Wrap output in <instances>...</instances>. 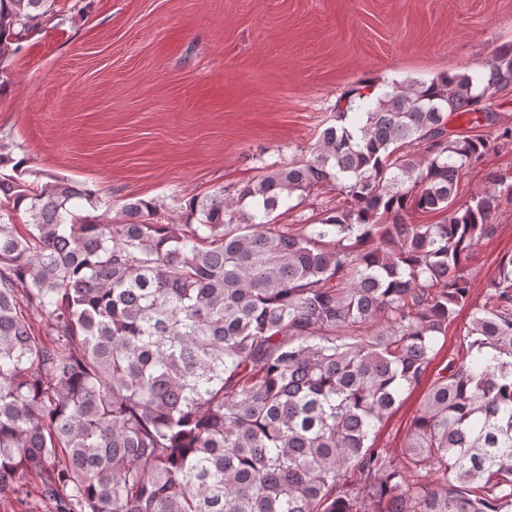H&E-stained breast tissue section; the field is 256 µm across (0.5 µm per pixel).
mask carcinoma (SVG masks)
<instances>
[{"label":"carcinoma","mask_w":512,"mask_h":512,"mask_svg":"<svg viewBox=\"0 0 512 512\" xmlns=\"http://www.w3.org/2000/svg\"><path fill=\"white\" fill-rule=\"evenodd\" d=\"M56 2L0 0V63ZM511 85V43L479 72L363 82L309 158L192 200L184 224L141 198L83 219L110 201L0 152V499L34 484L51 512H512V256L400 453L372 439L428 374L512 197L493 171L459 199L512 127L448 122ZM321 183L343 204L275 223Z\"/></svg>","instance_id":"obj_1"}]
</instances>
